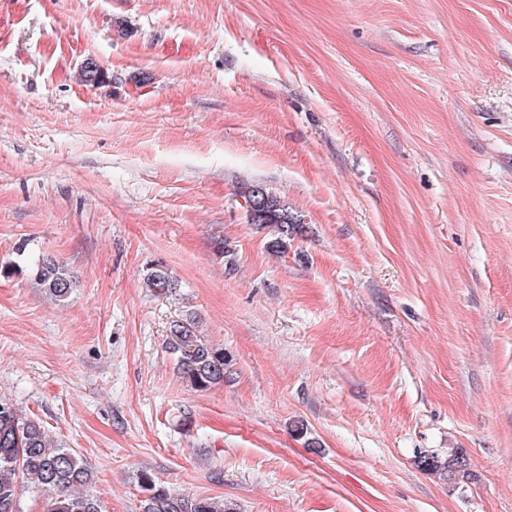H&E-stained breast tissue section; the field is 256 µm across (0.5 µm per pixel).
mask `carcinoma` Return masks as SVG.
I'll use <instances>...</instances> for the list:
<instances>
[{"label":"carcinoma","mask_w":512,"mask_h":512,"mask_svg":"<svg viewBox=\"0 0 512 512\" xmlns=\"http://www.w3.org/2000/svg\"><path fill=\"white\" fill-rule=\"evenodd\" d=\"M266 194L264 213L251 223L268 227V246L280 252L300 231V219L276 193L268 190ZM32 281L59 303L68 300L72 292L66 266L50 255L36 261ZM145 286L159 297L177 288L170 273L159 268L145 275ZM166 348L176 356L179 374L192 390L207 391L224 384V348L202 335L196 313L171 322ZM419 464L449 483L471 477L466 458L456 451L442 457L425 454L419 457ZM136 481L142 495L141 512H230L210 498L172 491L147 469L138 471ZM92 483L90 468L75 450L51 446L39 420L0 397V512H23L21 501L30 487L48 495L47 512H102L100 500L88 492Z\"/></svg>","instance_id":"cac0c4a2"}]
</instances>
